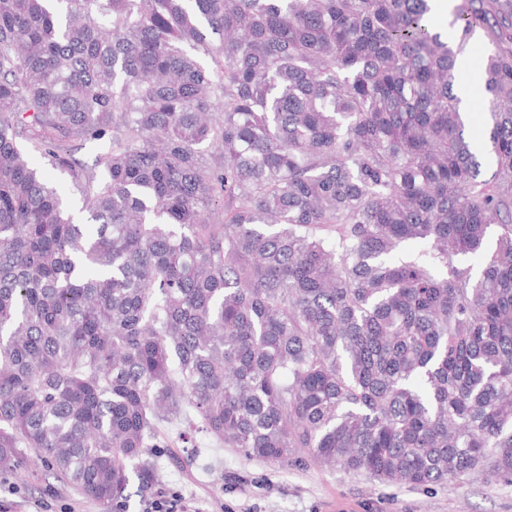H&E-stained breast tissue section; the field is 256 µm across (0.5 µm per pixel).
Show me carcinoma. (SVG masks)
<instances>
[{"instance_id":"cac0c4a2","label":"carcinoma","mask_w":512,"mask_h":512,"mask_svg":"<svg viewBox=\"0 0 512 512\" xmlns=\"http://www.w3.org/2000/svg\"><path fill=\"white\" fill-rule=\"evenodd\" d=\"M490 3L447 39L431 0H0V471L33 455L118 506L187 410L270 465L512 481V33ZM479 30L488 178L455 93ZM87 140L109 150L61 151ZM30 163L39 168L45 177L55 183L60 191L68 199V202L73 211H78L81 206L80 194L72 187L70 179L66 173L60 171V169L52 166L47 158H44L38 152H30L28 155Z\"/></svg>"}]
</instances>
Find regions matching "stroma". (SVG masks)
<instances>
[{
    "mask_svg": "<svg viewBox=\"0 0 512 512\" xmlns=\"http://www.w3.org/2000/svg\"><path fill=\"white\" fill-rule=\"evenodd\" d=\"M159 490L186 498L194 512H512V483L465 482L448 488L389 486L314 462L285 469L250 460L185 422L163 425ZM6 512H108L69 481L27 462L0 472Z\"/></svg>",
    "mask_w": 512,
    "mask_h": 512,
    "instance_id": "35a3bbf8",
    "label": "stroma"
}]
</instances>
